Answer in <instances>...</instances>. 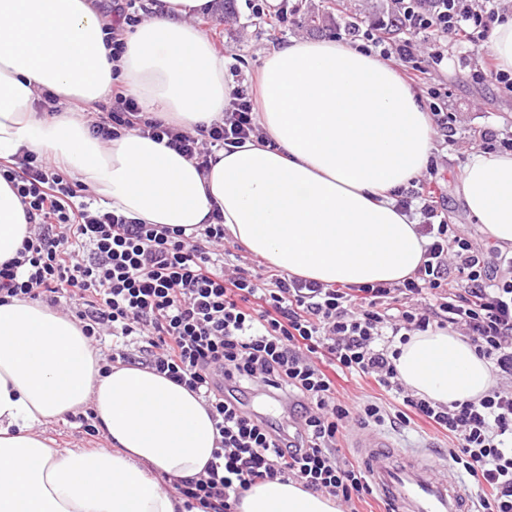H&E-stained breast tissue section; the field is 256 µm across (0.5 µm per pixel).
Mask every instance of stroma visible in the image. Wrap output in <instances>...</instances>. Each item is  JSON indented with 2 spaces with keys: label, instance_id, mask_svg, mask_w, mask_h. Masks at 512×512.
<instances>
[{
  "label": "stroma",
  "instance_id": "obj_1",
  "mask_svg": "<svg viewBox=\"0 0 512 512\" xmlns=\"http://www.w3.org/2000/svg\"><path fill=\"white\" fill-rule=\"evenodd\" d=\"M289 2L295 5L296 11L289 15L287 25L272 27L266 18L254 15L253 0H212L213 7L209 15L200 20L199 27L224 55L227 66L236 69L239 80L248 83L271 47L286 44L293 38L345 39L346 17L354 16L369 24L387 8V0ZM482 55V49L471 46L450 48L447 67L425 76L416 92L426 103L430 100L429 87L442 86L448 90L445 105L458 116L456 131L451 141L436 138L434 149L440 185L449 201L448 221L455 224L462 236L491 255L496 252V245L481 225L469 219L459 193L463 169L470 155L480 149L476 133L492 128L506 136L512 134V96L499 93L491 84L473 82L467 70L457 63L462 57L475 66L481 64ZM383 430L413 451L428 447L444 455L451 446L446 436L422 423L410 429L387 424Z\"/></svg>",
  "mask_w": 512,
  "mask_h": 512
}]
</instances>
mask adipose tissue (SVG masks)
<instances>
[{
  "mask_svg": "<svg viewBox=\"0 0 512 512\" xmlns=\"http://www.w3.org/2000/svg\"><path fill=\"white\" fill-rule=\"evenodd\" d=\"M211 0H160L108 58L104 19L88 0H0V159L28 151L85 187L91 208L146 224L193 228L224 217L227 236L285 273L325 285L396 283L421 263L425 240L391 190L425 170L435 148L428 111L371 48L290 39L255 74L262 138L219 151L208 170L136 131L102 141L83 117L38 114L49 90L65 101L110 98L120 76L144 110L179 129L222 117L225 60L198 26ZM461 195L470 216L512 249V155L476 154ZM29 232L0 177V262ZM398 378L447 406L494 384L457 332L431 328L401 345ZM92 410L110 441L53 448L50 421ZM217 444L201 398L138 366L103 372L67 314L37 302L0 303V512H186L161 478L203 475ZM236 512H339L295 481H260Z\"/></svg>",
  "mask_w": 512,
  "mask_h": 512,
  "instance_id": "ef3b65f1",
  "label": "adipose tissue"
}]
</instances>
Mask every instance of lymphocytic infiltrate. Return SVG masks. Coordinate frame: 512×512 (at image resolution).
<instances>
[{"label":"lymphocytic infiltrate","mask_w":512,"mask_h":512,"mask_svg":"<svg viewBox=\"0 0 512 512\" xmlns=\"http://www.w3.org/2000/svg\"><path fill=\"white\" fill-rule=\"evenodd\" d=\"M105 29L111 59L138 26L142 0H112ZM499 13L497 0H391L388 19L366 30L384 56H397L410 83L448 61L441 41L480 46ZM408 34L390 41L391 27ZM429 44L425 65L412 40ZM136 130L207 167L212 155L258 136L251 85L237 84L222 118L183 131L144 116L121 84L112 107L93 121V137L109 141ZM30 232L14 258L0 263V301L68 299L87 338H116L107 364L141 365L204 398L219 435L205 476L173 488L191 512H234L258 481L295 480L310 491L354 506L369 495L362 467L351 461L353 427L420 419L452 441L455 468L479 492L480 512H512V251L498 252L496 276L482 251L456 234L448 199L432 189H397L403 212L418 218L422 262L398 283L328 287L264 268L224 266L223 224L193 232L144 224L79 201V187L33 153L0 163ZM458 332L491 365L494 386L476 401L443 406L408 390L393 363L395 342L430 327ZM368 379L393 402L354 403L339 379ZM286 398L294 421L280 427L249 410L243 389Z\"/></svg>","instance_id":"lymphocytic-infiltrate-1"}]
</instances>
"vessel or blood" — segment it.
I'll return each mask as SVG.
<instances>
[{"label": "vessel or blood", "mask_w": 512, "mask_h": 512, "mask_svg": "<svg viewBox=\"0 0 512 512\" xmlns=\"http://www.w3.org/2000/svg\"><path fill=\"white\" fill-rule=\"evenodd\" d=\"M354 446L371 488L388 499L396 512H476L447 458L411 453L376 431L357 435Z\"/></svg>", "instance_id": "1"}]
</instances>
